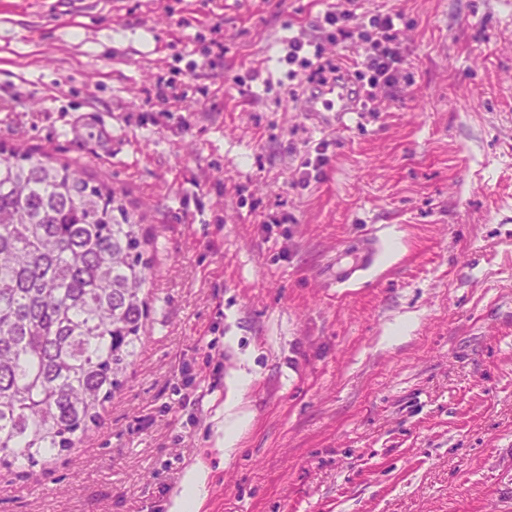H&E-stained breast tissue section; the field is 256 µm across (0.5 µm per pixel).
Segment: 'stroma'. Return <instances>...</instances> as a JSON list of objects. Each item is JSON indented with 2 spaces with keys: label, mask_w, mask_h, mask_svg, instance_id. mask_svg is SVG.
<instances>
[{
  "label": "stroma",
  "mask_w": 512,
  "mask_h": 512,
  "mask_svg": "<svg viewBox=\"0 0 512 512\" xmlns=\"http://www.w3.org/2000/svg\"><path fill=\"white\" fill-rule=\"evenodd\" d=\"M329 9L399 29L336 126L288 58L353 77ZM0 144L121 189L154 260L125 386L0 512H168L194 466L199 512H512V0H0ZM380 246L377 241L368 239L363 243L358 255L346 265L336 266V284L344 285L358 281L377 261ZM235 405L236 402H230L229 400L225 404L224 424L220 428V431L224 433L220 442L224 445L225 456L228 457L235 453L239 436L244 426L243 416L234 411Z\"/></svg>",
  "instance_id": "35a3bbf8"
}]
</instances>
